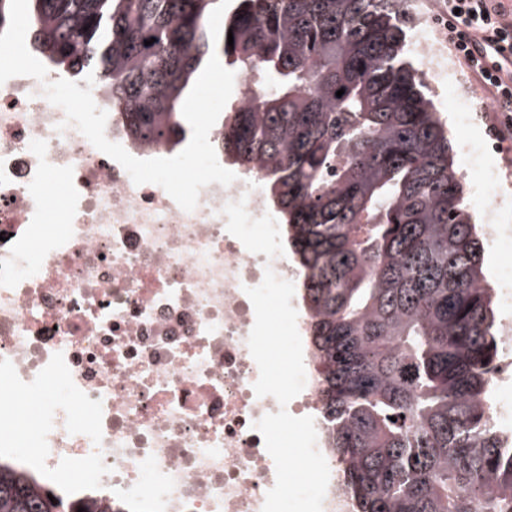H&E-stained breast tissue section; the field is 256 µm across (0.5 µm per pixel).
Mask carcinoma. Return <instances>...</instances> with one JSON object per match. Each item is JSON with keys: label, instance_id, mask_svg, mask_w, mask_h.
<instances>
[{"label": "carcinoma", "instance_id": "obj_1", "mask_svg": "<svg viewBox=\"0 0 512 512\" xmlns=\"http://www.w3.org/2000/svg\"><path fill=\"white\" fill-rule=\"evenodd\" d=\"M30 2L31 51L71 79L93 73L136 145L183 141L182 104L212 52L265 76L257 105L230 106L214 148L246 174L266 170L353 512H512L483 241L445 123L405 61L403 0H240L216 44L218 0ZM80 508L131 512L0 460V512Z\"/></svg>", "mask_w": 512, "mask_h": 512}]
</instances>
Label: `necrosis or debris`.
<instances>
[{"mask_svg": "<svg viewBox=\"0 0 512 512\" xmlns=\"http://www.w3.org/2000/svg\"><path fill=\"white\" fill-rule=\"evenodd\" d=\"M64 119L38 80L0 85V405L32 401L0 416V455L150 512H262L276 469L254 424L282 407L254 391L246 290L296 271L259 177L208 185L187 212ZM303 360L284 408L314 419L323 512H353Z\"/></svg>", "mask_w": 512, "mask_h": 512, "instance_id": "1", "label": "necrosis or debris"}]
</instances>
